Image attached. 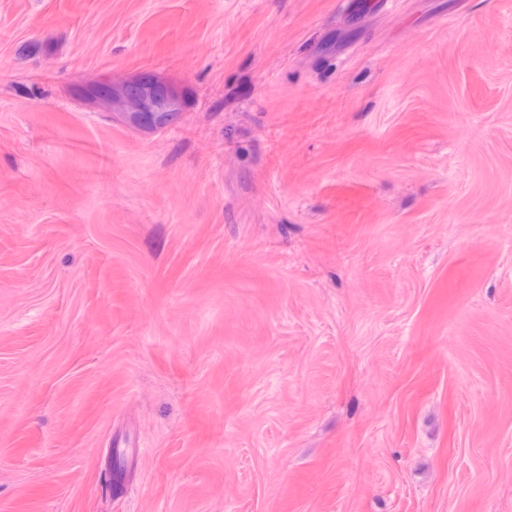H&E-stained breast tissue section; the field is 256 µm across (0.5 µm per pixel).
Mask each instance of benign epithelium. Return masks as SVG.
I'll use <instances>...</instances> for the list:
<instances>
[{
  "label": "benign epithelium",
  "mask_w": 512,
  "mask_h": 512,
  "mask_svg": "<svg viewBox=\"0 0 512 512\" xmlns=\"http://www.w3.org/2000/svg\"><path fill=\"white\" fill-rule=\"evenodd\" d=\"M87 104L109 114L118 112L127 125L140 130L170 126L181 111L180 100L167 83L151 75L116 86L102 83Z\"/></svg>",
  "instance_id": "1"
}]
</instances>
